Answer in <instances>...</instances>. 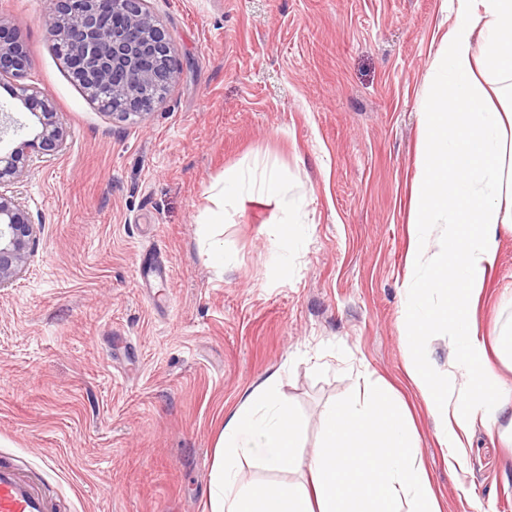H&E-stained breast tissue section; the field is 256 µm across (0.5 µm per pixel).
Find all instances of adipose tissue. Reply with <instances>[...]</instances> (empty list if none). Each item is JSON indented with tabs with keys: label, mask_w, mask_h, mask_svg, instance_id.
<instances>
[{
	"label": "adipose tissue",
	"mask_w": 512,
	"mask_h": 512,
	"mask_svg": "<svg viewBox=\"0 0 512 512\" xmlns=\"http://www.w3.org/2000/svg\"><path fill=\"white\" fill-rule=\"evenodd\" d=\"M459 20L443 38L435 78L420 103L424 124L415 176L418 237L400 320L410 378L438 423L450 469H464L475 425L512 447V338L490 360L477 336L474 303L490 272L502 227L512 224V109L493 110L483 75L512 78V0H457ZM486 48L472 53V39ZM259 191L285 198L272 173H225L222 198ZM445 332L450 380L429 359ZM278 373L251 387L224 419L213 454L209 512H442L404 403L380 381L365 380L350 401H333L319 419L321 445L301 460L302 423L277 393ZM268 471L307 469L309 482L246 480L245 465Z\"/></svg>",
	"instance_id": "obj_1"
}]
</instances>
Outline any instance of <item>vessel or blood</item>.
Returning <instances> with one entry per match:
<instances>
[{"instance_id":"b4317fda","label":"vessel or blood","mask_w":512,"mask_h":512,"mask_svg":"<svg viewBox=\"0 0 512 512\" xmlns=\"http://www.w3.org/2000/svg\"><path fill=\"white\" fill-rule=\"evenodd\" d=\"M40 476L16 463L0 461V512H60Z\"/></svg>"}]
</instances>
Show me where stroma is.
Listing matches in <instances>:
<instances>
[{"mask_svg":"<svg viewBox=\"0 0 512 512\" xmlns=\"http://www.w3.org/2000/svg\"><path fill=\"white\" fill-rule=\"evenodd\" d=\"M179 78L144 120L112 118L76 84L41 23L45 0H0L26 44L23 80L69 136L31 158L15 197L39 225L0 290V458L40 471L63 512H209L224 413L279 372L303 456L318 418L372 374L407 405L443 512H512V447L476 428L449 470L412 386L399 323L415 235L414 177L442 38V0H146ZM0 77V110L35 119ZM277 172L288 205H226L212 268L201 233L226 171ZM303 247L280 261L284 224ZM512 327V231L476 308Z\"/></svg>","mask_w":512,"mask_h":512,"instance_id":"obj_1","label":"stroma"}]
</instances>
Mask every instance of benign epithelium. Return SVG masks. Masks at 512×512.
<instances>
[{
  "label": "benign epithelium",
  "mask_w": 512,
  "mask_h": 512,
  "mask_svg": "<svg viewBox=\"0 0 512 512\" xmlns=\"http://www.w3.org/2000/svg\"><path fill=\"white\" fill-rule=\"evenodd\" d=\"M42 23L69 72L114 118L145 117L158 100L147 93L177 81L170 37L145 0H48ZM29 66L25 44L0 17V75L20 77ZM13 95L37 116L41 130L0 153V289L25 270L37 242L38 227L11 188L27 177L31 153L55 154L66 141L53 100L29 85L18 86Z\"/></svg>",
  "instance_id": "benign-epithelium-1"
}]
</instances>
